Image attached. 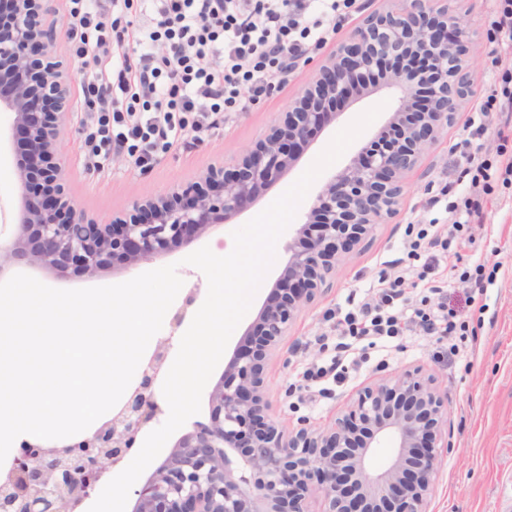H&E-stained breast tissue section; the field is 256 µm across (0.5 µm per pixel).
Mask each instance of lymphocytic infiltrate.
<instances>
[{
    "instance_id": "obj_1",
    "label": "lymphocytic infiltrate",
    "mask_w": 512,
    "mask_h": 512,
    "mask_svg": "<svg viewBox=\"0 0 512 512\" xmlns=\"http://www.w3.org/2000/svg\"><path fill=\"white\" fill-rule=\"evenodd\" d=\"M356 0H66L65 37L81 75L86 168L104 170L110 155L136 153L147 165L171 136L200 135L207 118L243 111L248 101L272 94L310 46L326 44L336 15ZM496 47L489 71L496 87L480 107L466 140L463 194L446 182L430 205H443L448 230H420L404 241L408 257L423 258L419 279L440 261L459 257L484 223V202L512 185V0H493ZM448 202H441V195ZM402 277L379 278L356 309L332 330L339 349L346 337L465 330L449 309L442 287L435 303L405 297Z\"/></svg>"
}]
</instances>
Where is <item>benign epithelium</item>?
<instances>
[{"label":"benign epithelium","instance_id":"obj_1","mask_svg":"<svg viewBox=\"0 0 512 512\" xmlns=\"http://www.w3.org/2000/svg\"><path fill=\"white\" fill-rule=\"evenodd\" d=\"M49 0H0V110L22 143L15 230L0 244V277L25 265L59 277L129 271L190 244L257 202L299 161L300 148L336 121L339 105L377 92L392 101L379 130L331 172L288 243L272 297L242 336L196 421L135 486L133 512H428L448 447L446 398L422 369L357 391L323 429L286 430L267 414L264 370L299 314L375 225L398 215L404 181L468 96L473 34L452 0H400L336 42L294 110L237 162L132 201L101 224L66 190L59 153L70 111L72 63L56 53ZM167 349L158 347L124 404L92 433L61 446L20 441L0 471V512H83L160 414ZM389 439L387 462L373 464Z\"/></svg>","mask_w":512,"mask_h":512}]
</instances>
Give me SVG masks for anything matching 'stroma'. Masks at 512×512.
I'll return each mask as SVG.
<instances>
[{
	"label": "stroma",
	"instance_id": "obj_1",
	"mask_svg": "<svg viewBox=\"0 0 512 512\" xmlns=\"http://www.w3.org/2000/svg\"><path fill=\"white\" fill-rule=\"evenodd\" d=\"M456 5L470 23L477 44L469 70L471 93L464 108L423 156L419 168L408 175L398 216L376 225L337 266L329 288L300 313L282 341L278 356L267 365L265 381L275 421L290 430L302 420L321 429L334 422L362 385L407 369L422 368L432 375L438 390L448 399V446L439 460L430 512H507L504 492L506 485L512 483V189L486 204L488 229L477 234L473 247L462 253L463 265L480 262L492 270V279L485 281L483 287L451 285V274L443 265L432 273L430 281L411 275L404 283L407 294L417 300L429 295L430 285L448 286L451 305L469 325L468 336L458 343L457 356L448 354V337L428 336L419 331L375 342L357 339L342 358L346 378L330 396L303 399L297 390L303 372L312 363L334 354L333 348L323 349L315 342L327 327L326 315L345 305L349 295L364 293L380 276H395L393 262L403 255L402 242L408 224L444 218L443 208L430 210L426 203L444 185L449 162H456L461 170L466 167L463 127L494 89L487 74L492 48L491 2L457 0ZM324 53L321 47L310 49L280 90L261 97L231 119H217V133L203 134L191 147L177 143L157 151L155 162L145 167L125 157L109 161L101 172L86 169L80 153L82 114L71 110L66 115L68 133L59 145L69 166L71 195L100 223L107 224L113 215L126 211L133 199L160 194L193 179L212 164L242 156L270 125L292 111L295 99L312 80ZM383 100V95L374 94L343 108L336 122L318 132L305 146L298 165L255 205L193 244L143 264V271L177 264L184 285L174 305L186 308L188 315H195L206 298L207 280L200 270L185 264V257L204 246L220 256L230 253L233 231L290 187L336 132ZM10 124V118L0 112V201L14 208L19 200L13 166L17 140Z\"/></svg>",
	"mask_w": 512,
	"mask_h": 512
}]
</instances>
